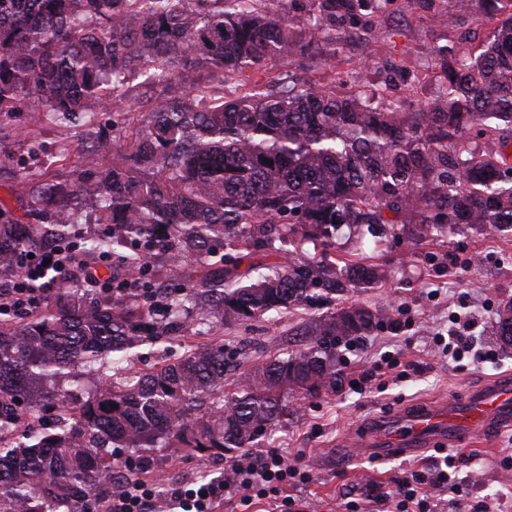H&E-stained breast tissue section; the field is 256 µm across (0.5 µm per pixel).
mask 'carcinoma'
I'll return each mask as SVG.
<instances>
[{
    "mask_svg": "<svg viewBox=\"0 0 512 512\" xmlns=\"http://www.w3.org/2000/svg\"><path fill=\"white\" fill-rule=\"evenodd\" d=\"M369 2L308 0L296 20L286 0H0L1 120L38 99L55 124H90L188 68L197 75L140 126L112 123L74 183L18 172L13 190L30 201L31 221L0 206V277L53 243L112 261V303L64 270L53 298L0 319V512H91L112 495L116 450L251 448L290 400L335 391L336 344L378 323L365 307H342L304 332L302 347L247 376L232 375L222 339L149 372L124 367L140 346L190 333L189 303L204 300L223 324L247 323L374 287L384 267L336 256L343 226L415 244L460 227L512 230V167L469 134L477 126L512 139V0H482L486 17L504 16L494 41L458 51L417 112L375 86L339 97L246 75L315 57ZM86 206L105 228L79 231ZM277 242L314 254L270 269L260 257ZM152 258L190 261L198 277L147 304L138 278ZM495 330L512 348V301ZM106 365L113 373L85 389L82 372ZM66 378L70 388L50 386Z\"/></svg>",
    "mask_w": 512,
    "mask_h": 512,
    "instance_id": "1",
    "label": "carcinoma"
}]
</instances>
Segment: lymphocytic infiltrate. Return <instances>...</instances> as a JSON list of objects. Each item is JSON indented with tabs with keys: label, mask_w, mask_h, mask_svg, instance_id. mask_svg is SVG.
<instances>
[{
	"label": "lymphocytic infiltrate",
	"mask_w": 512,
	"mask_h": 512,
	"mask_svg": "<svg viewBox=\"0 0 512 512\" xmlns=\"http://www.w3.org/2000/svg\"><path fill=\"white\" fill-rule=\"evenodd\" d=\"M43 261L31 269L13 275L0 285V308L7 311L30 310L34 299L44 296L40 279L48 272L80 265L76 246L48 247ZM307 474L289 463L286 456L270 451L259 456L244 455L224 470V476L205 483L184 482L170 488L167 497L156 493L154 478L141 475L126 481L113 492L110 499L99 503L98 512H158L159 506L173 508L174 512H218L226 504L251 505L253 500L267 499L270 512H304L302 499L292 497L290 488L305 482ZM449 479L441 462L411 471L399 482L400 498L397 512H409L410 503H417L421 512H432L430 491L439 489Z\"/></svg>",
	"instance_id": "1"
}]
</instances>
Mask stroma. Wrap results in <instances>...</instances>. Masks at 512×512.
<instances>
[{
    "mask_svg": "<svg viewBox=\"0 0 512 512\" xmlns=\"http://www.w3.org/2000/svg\"><path fill=\"white\" fill-rule=\"evenodd\" d=\"M495 21L486 19L479 0L469 13L447 6L434 13L426 0L411 7L377 0L364 11L357 29L340 47L324 45L316 60L283 59L267 70L253 72L264 83L288 75L320 86L335 85L337 95L363 85L385 86L390 97L406 111L438 90L440 49L456 45L468 31L466 47L483 48L493 39ZM93 137L87 128H66L51 123L44 105L27 102L11 120L0 123V201L16 216H24L27 203L9 189L14 170L31 167L58 181H75L92 157ZM339 252L362 251L370 263L385 266L388 277L372 288H357L337 297L333 304L270 312L246 324H222L215 319L196 326L195 342L223 337L234 352L239 375H247L269 358L300 348L301 332L332 310L358 304L377 311L381 319L368 335L343 340L336 349V369L342 382L336 392L294 403L291 415L275 421L255 444L258 452L276 450L297 460L307 471V483L293 489L310 512H350L364 504L371 485L396 493L406 472L422 468L446 455L435 444L412 455L350 453L360 436L380 421L409 408L434 407L462 400L471 391L502 377L512 378V351L496 339L495 313L512 298V236L493 237L465 228L445 238L427 239L413 247L400 237L381 247L339 239ZM475 317L473 333L497 355L495 361L464 358L453 362L432 353L435 333L447 332L453 315ZM400 355L402 361L419 362L420 371L375 377L364 393L353 392L348 381L370 368L383 354ZM229 452L219 458H199L158 448L145 454L159 489L190 480H210L224 475L235 460ZM456 481L470 485V498L458 496L454 485L436 490L441 512H467L471 501L501 503L512 512V427L494 430L488 442L456 451L450 470Z\"/></svg>",
    "mask_w": 512,
    "mask_h": 512,
    "instance_id": "1",
    "label": "stroma"
}]
</instances>
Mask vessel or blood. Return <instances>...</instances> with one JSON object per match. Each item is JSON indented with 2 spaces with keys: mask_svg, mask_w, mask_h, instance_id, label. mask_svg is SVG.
Segmentation results:
<instances>
[{
  "mask_svg": "<svg viewBox=\"0 0 512 512\" xmlns=\"http://www.w3.org/2000/svg\"><path fill=\"white\" fill-rule=\"evenodd\" d=\"M494 425L512 426V381L473 391L458 406L448 404L404 412L378 433L381 441L408 452L433 443L465 445L483 439Z\"/></svg>",
  "mask_w": 512,
  "mask_h": 512,
  "instance_id": "b4317fda",
  "label": "vessel or blood"
}]
</instances>
